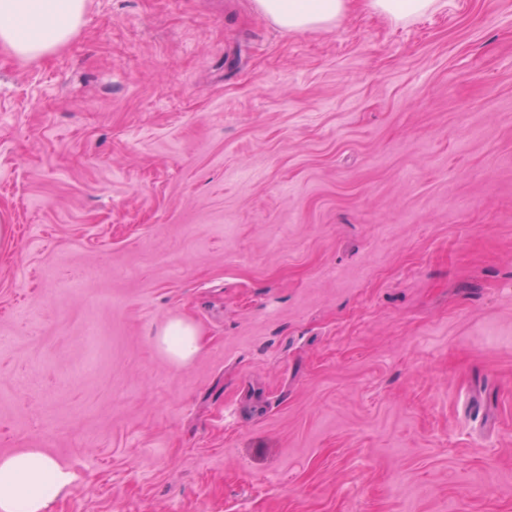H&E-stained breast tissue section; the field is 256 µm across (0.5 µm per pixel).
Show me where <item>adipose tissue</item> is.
<instances>
[{
    "instance_id": "adipose-tissue-1",
    "label": "adipose tissue",
    "mask_w": 512,
    "mask_h": 512,
    "mask_svg": "<svg viewBox=\"0 0 512 512\" xmlns=\"http://www.w3.org/2000/svg\"><path fill=\"white\" fill-rule=\"evenodd\" d=\"M258 11L281 29L323 30L346 15L350 0H255ZM88 0H0V49L35 61L69 44L80 30ZM200 333L183 319L169 320L159 346L177 363L200 349ZM77 479L67 464L31 448L0 457V512H48Z\"/></svg>"
}]
</instances>
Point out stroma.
I'll list each match as a JSON object with an SVG mask.
<instances>
[{
	"label": "stroma",
	"instance_id": "obj_1",
	"mask_svg": "<svg viewBox=\"0 0 512 512\" xmlns=\"http://www.w3.org/2000/svg\"><path fill=\"white\" fill-rule=\"evenodd\" d=\"M2 224L0 456L77 473L51 512H512V0H89L0 51ZM258 11L281 29L323 30L346 15L350 0H255ZM437 0H367V7L395 20H405L434 8ZM198 329L184 319L169 320L158 334L159 346L177 363L189 362L200 349Z\"/></svg>",
	"mask_w": 512,
	"mask_h": 512
}]
</instances>
